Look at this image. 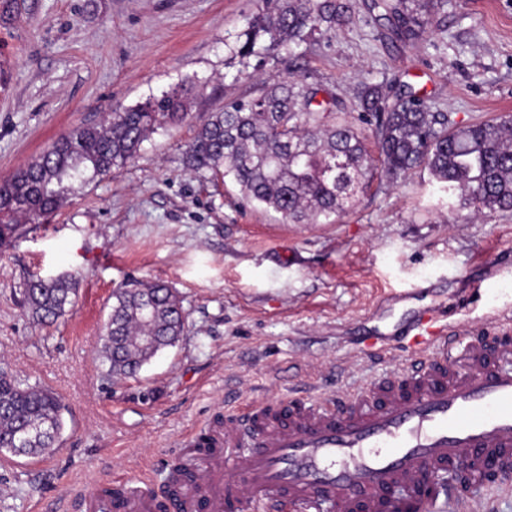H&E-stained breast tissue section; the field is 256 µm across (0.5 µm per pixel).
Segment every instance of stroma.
<instances>
[{
    "instance_id": "obj_1",
    "label": "stroma",
    "mask_w": 512,
    "mask_h": 512,
    "mask_svg": "<svg viewBox=\"0 0 512 512\" xmlns=\"http://www.w3.org/2000/svg\"><path fill=\"white\" fill-rule=\"evenodd\" d=\"M366 2L302 61L339 118L357 122L360 82L395 79L460 125L512 115V0H448L413 45L383 39ZM252 10V0H23L0 21V179L73 126L199 86L182 123L0 244V367L65 406L51 455L0 453V512H85V495L133 477L164 491L186 437L216 416L390 378L399 361L375 359L368 338L424 303L476 334L487 304L470 303L469 283L485 277L512 295V214L449 222L427 170L373 184L338 223L286 224L232 179L187 169L202 119L259 95L280 69L230 54ZM63 273L77 279L74 311L39 324L25 282ZM132 280L175 289L186 332L135 376L110 378L99 337L114 289ZM429 284L425 302L406 299Z\"/></svg>"
}]
</instances>
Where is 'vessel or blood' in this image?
<instances>
[{
  "label": "vessel or blood",
  "mask_w": 512,
  "mask_h": 512,
  "mask_svg": "<svg viewBox=\"0 0 512 512\" xmlns=\"http://www.w3.org/2000/svg\"><path fill=\"white\" fill-rule=\"evenodd\" d=\"M437 319L428 306L409 325L411 361L396 380L314 408L292 399L274 413L258 403L226 418L209 452L186 451L193 478L181 488L185 512L202 499L210 512L227 504L235 512H440L454 493L432 481L464 456L470 484L482 483L480 466L493 456L511 490L512 368L503 361L512 356V301L489 314L493 343H464L462 330ZM452 355L464 356V373L449 368ZM230 453L245 487L224 476Z\"/></svg>",
  "instance_id": "obj_1"
}]
</instances>
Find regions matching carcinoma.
<instances>
[{
    "label": "carcinoma",
    "instance_id": "obj_1",
    "mask_svg": "<svg viewBox=\"0 0 512 512\" xmlns=\"http://www.w3.org/2000/svg\"><path fill=\"white\" fill-rule=\"evenodd\" d=\"M246 19L244 41L232 48L245 60L282 48L285 72L256 97L234 100L203 121L188 145L187 168L218 181L230 175L242 196L271 209L286 224H334L370 187L376 173L395 181L423 167L448 194L477 214L512 212V120L458 126L446 112L407 86L393 94L383 83L356 90L360 122L370 134L336 120L316 100L319 89L293 76L295 49L315 35L330 39L349 23L352 0H258ZM445 0H374L395 41L419 40ZM195 91L181 83L100 125H80L0 180V243L19 219L51 214L86 181L133 160L150 133L178 125ZM372 137L378 150L367 148ZM77 283L66 276L27 280L23 301L41 322L68 316ZM99 357L107 374L134 375L185 331L182 301L162 282L132 283L113 291ZM63 404L52 390L0 367V452L43 456L57 447Z\"/></svg>",
    "mask_w": 512,
    "mask_h": 512
}]
</instances>
